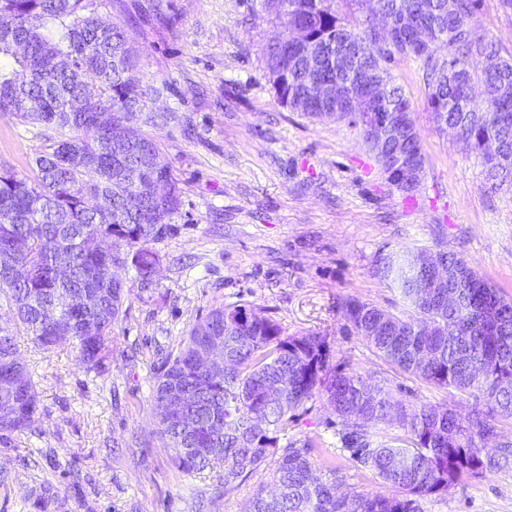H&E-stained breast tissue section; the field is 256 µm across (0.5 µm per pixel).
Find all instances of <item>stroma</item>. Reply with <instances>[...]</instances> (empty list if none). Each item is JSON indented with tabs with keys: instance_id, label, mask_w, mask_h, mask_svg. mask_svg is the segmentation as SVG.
<instances>
[{
	"instance_id": "35a3bbf8",
	"label": "stroma",
	"mask_w": 512,
	"mask_h": 512,
	"mask_svg": "<svg viewBox=\"0 0 512 512\" xmlns=\"http://www.w3.org/2000/svg\"><path fill=\"white\" fill-rule=\"evenodd\" d=\"M162 2L169 25L154 23ZM140 53L155 140L181 190L173 230L152 242L160 264L148 295L131 292L112 329V354L86 370L78 344L19 350L38 393L25 432H0V512H245L270 487L266 464L235 490L179 470L159 434L153 390L165 355L219 306L263 308L284 335L326 337L330 363L356 371L406 406L445 404L468 413L472 395L427 384L348 334V298L393 313L414 311L375 273L378 255L454 252L512 296V182L489 188L480 158L438 129L419 63L391 72L414 107L427 161L419 186L392 185L359 130L312 120L276 100L259 52L279 22L257 0H121L102 6ZM476 34L512 53V11L480 0ZM50 131L0 114V165L28 172ZM342 423L325 396L294 412L280 445L320 437L342 453ZM348 495H398L372 471L346 464ZM421 512H512V470L490 472L420 501Z\"/></svg>"
}]
</instances>
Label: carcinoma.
Returning a JSON list of instances; mask_svg holds the SVG:
<instances>
[{
	"mask_svg": "<svg viewBox=\"0 0 512 512\" xmlns=\"http://www.w3.org/2000/svg\"><path fill=\"white\" fill-rule=\"evenodd\" d=\"M261 0V9L284 26L308 29L303 45L265 44L261 54L278 101L311 119L341 118L366 134L361 112L396 114V136L406 160L424 173L422 139L413 107L390 66L416 61L428 87L427 106L438 126H454L482 159L488 179L512 178V166L493 163L499 148L512 157V54L502 55L491 40L471 33L477 0ZM415 15L426 33L421 42H396L388 48L371 35V18L395 20ZM9 16L14 28L0 34V112L21 121L50 126L57 136L34 159L27 174L0 166V256L10 252L20 266L11 279L0 277V302L12 312L15 327L43 350L79 341L82 362L97 370L112 353V327L119 319L130 289L125 283L97 279L102 265L136 269V288L154 286L159 257L148 244L170 230L168 221L180 205V189L169 168L154 170L145 159L158 150L144 136L121 158L104 150L110 141L102 131L88 138L90 124H116L134 114L161 89L143 83L139 53L126 31L98 12L97 0H0V18ZM448 46V59L438 63L436 45ZM347 64H337L339 56ZM474 56L483 67H470ZM313 78L345 84V97L331 103L307 95ZM386 85L384 101L369 96L367 83ZM482 87V103L471 97ZM97 109L71 112L68 103L87 93ZM362 104L352 111L351 102ZM392 184L398 175L387 165L382 146L366 143ZM69 148L92 160L90 165L66 166L61 151ZM138 175L139 187L153 181L167 185L157 196L135 190L129 179L114 181L115 173ZM98 189L111 198L112 211L100 214L84 203L87 191ZM96 236L101 249L89 254L80 239ZM63 259L66 274L56 273ZM448 274L463 281L462 300L454 308L428 305L422 297L424 278L409 263L380 255V272L400 290L416 312L414 318L393 315L389 335L369 331L381 308L356 298L341 306L346 330L360 337L387 363L425 382L470 393L476 405L462 419L446 405H394L388 393L355 372L329 364L330 347L317 333L283 336L280 325L250 304L213 308L189 329L180 350L162 362L154 400L176 390L188 395L195 427L157 417L159 433L171 448L177 467L188 474L216 472L224 491L235 489L268 458L276 457L275 493L259 490L247 512H420L419 501L462 485L480 475L512 469V446L489 452L486 436L512 419V297L475 271L467 260L445 253ZM98 291L86 309L82 298ZM244 321L245 335L236 349V364L222 376L198 381L196 359L211 338L224 335V319ZM13 327V328H15ZM0 326V431L30 429L39 399L31 375L19 358L17 336ZM288 373L284 398L260 404V392ZM320 392L342 420L341 439L349 459L375 472L401 490L398 497L336 496V483L323 479L318 459L323 441L278 447V433L288 430L292 412ZM395 420L403 431V447H369L375 421Z\"/></svg>",
	"mask_w": 512,
	"mask_h": 512,
	"instance_id": "cac0c4a2",
	"label": "carcinoma"
}]
</instances>
